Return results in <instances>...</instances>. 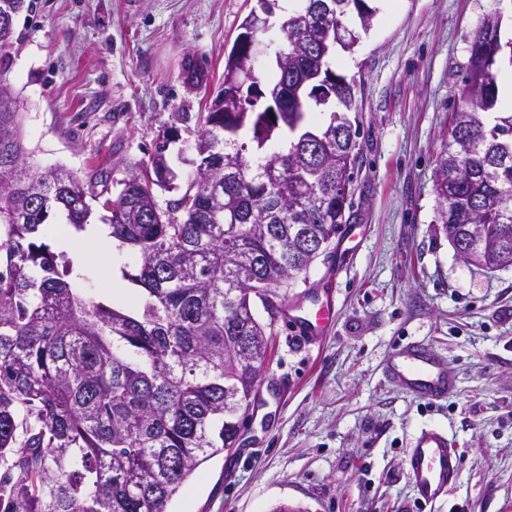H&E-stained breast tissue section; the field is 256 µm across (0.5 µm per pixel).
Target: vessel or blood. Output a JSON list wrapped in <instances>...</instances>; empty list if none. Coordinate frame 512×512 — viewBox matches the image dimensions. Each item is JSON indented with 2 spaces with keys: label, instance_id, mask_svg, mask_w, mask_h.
<instances>
[{
  "label": "vessel or blood",
  "instance_id": "1",
  "mask_svg": "<svg viewBox=\"0 0 512 512\" xmlns=\"http://www.w3.org/2000/svg\"><path fill=\"white\" fill-rule=\"evenodd\" d=\"M325 299L310 313L293 318L292 324L302 335L317 338L330 326L334 297L325 288ZM388 378L422 399H445L454 387V378L424 345L410 343L399 347L386 365ZM406 470L417 501L422 507H434L457 485L460 457L447 431L432 425L422 427L406 453Z\"/></svg>",
  "mask_w": 512,
  "mask_h": 512
}]
</instances>
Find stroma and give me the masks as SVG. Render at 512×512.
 I'll return each instance as SVG.
<instances>
[{
	"label": "stroma",
	"mask_w": 512,
	"mask_h": 512,
	"mask_svg": "<svg viewBox=\"0 0 512 512\" xmlns=\"http://www.w3.org/2000/svg\"><path fill=\"white\" fill-rule=\"evenodd\" d=\"M257 0H31L0 60L40 170L114 179L148 161L175 113L206 111L224 54ZM373 28L336 59L355 79L360 158L349 253L316 259L283 289L285 310L322 296L335 316L312 341L284 314L235 447L202 464L168 512H423L405 471L412 437L446 430L461 456L433 512H512V268L482 270L438 224L434 167L472 32L490 0H378ZM204 76L185 80L187 62ZM430 344L456 374L428 404L389 380L404 343Z\"/></svg>",
	"instance_id": "obj_1"
}]
</instances>
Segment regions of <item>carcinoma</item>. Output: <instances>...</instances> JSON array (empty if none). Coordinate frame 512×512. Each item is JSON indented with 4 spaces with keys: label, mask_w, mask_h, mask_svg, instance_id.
Returning <instances> with one entry per match:
<instances>
[{
    "label": "carcinoma",
    "mask_w": 512,
    "mask_h": 512,
    "mask_svg": "<svg viewBox=\"0 0 512 512\" xmlns=\"http://www.w3.org/2000/svg\"><path fill=\"white\" fill-rule=\"evenodd\" d=\"M24 2L0 0V56ZM492 2L471 36L435 190L456 253L496 271L512 262V113L500 98L512 42ZM378 11L294 0L267 40L251 10L242 29L276 59L266 71L233 43L208 111L179 116L197 128L183 189L166 155L175 126L121 180L33 168L0 83V512H167L199 465L234 447L281 313L270 283L307 273L319 247L330 257L350 221L357 88L334 63ZM159 189L178 195L163 208ZM95 206L101 224L89 223ZM55 210L136 260L121 275L137 306L110 287L87 295L82 257L48 243Z\"/></svg>",
    "instance_id": "obj_1"
}]
</instances>
